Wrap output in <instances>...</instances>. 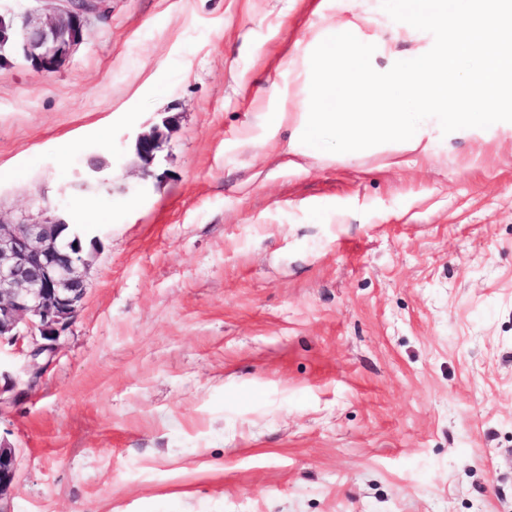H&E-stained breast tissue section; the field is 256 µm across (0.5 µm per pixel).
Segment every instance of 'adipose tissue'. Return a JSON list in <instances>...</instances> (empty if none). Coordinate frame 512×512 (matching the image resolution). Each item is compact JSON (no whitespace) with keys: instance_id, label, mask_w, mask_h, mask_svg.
I'll list each match as a JSON object with an SVG mask.
<instances>
[{"instance_id":"1","label":"adipose tissue","mask_w":512,"mask_h":512,"mask_svg":"<svg viewBox=\"0 0 512 512\" xmlns=\"http://www.w3.org/2000/svg\"><path fill=\"white\" fill-rule=\"evenodd\" d=\"M405 2L392 11L395 35L415 25L437 29L435 51L394 50L356 0H334L336 24L310 30V51L288 61L294 106L267 115L271 127L292 128L289 153L302 156L326 141L346 158L374 144L424 153L434 128L467 136L501 126L512 112V0H430L417 13ZM377 55L385 67L372 64ZM375 101L386 111H370Z\"/></svg>"}]
</instances>
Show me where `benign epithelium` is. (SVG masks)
<instances>
[{
    "label": "benign epithelium",
    "instance_id": "benign-epithelium-1",
    "mask_svg": "<svg viewBox=\"0 0 512 512\" xmlns=\"http://www.w3.org/2000/svg\"><path fill=\"white\" fill-rule=\"evenodd\" d=\"M47 19L31 13H0V61L5 53H19L39 73H51L67 62L81 43L87 17L103 14L107 0H58ZM163 128L140 134L136 154L144 175L166 140ZM58 221L46 218L13 224L0 218V345L28 342V356L36 362L53 356L56 342L74 321L86 294L92 262L80 239H60ZM17 473L15 449L0 440V502L11 490Z\"/></svg>",
    "mask_w": 512,
    "mask_h": 512
}]
</instances>
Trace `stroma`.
Here are the masks:
<instances>
[{"label":"stroma","mask_w":512,"mask_h":512,"mask_svg":"<svg viewBox=\"0 0 512 512\" xmlns=\"http://www.w3.org/2000/svg\"><path fill=\"white\" fill-rule=\"evenodd\" d=\"M332 0H109L0 65V217L84 225L10 512H512V128L288 164L266 113ZM176 127L141 178L137 136Z\"/></svg>","instance_id":"35a3bbf8"}]
</instances>
